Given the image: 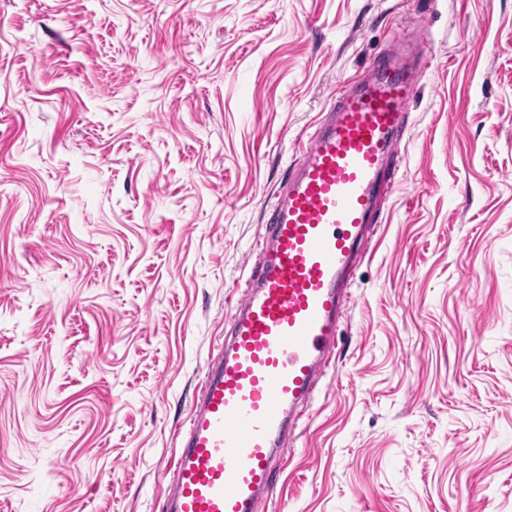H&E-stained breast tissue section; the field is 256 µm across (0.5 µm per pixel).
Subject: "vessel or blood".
I'll return each mask as SVG.
<instances>
[{
	"label": "vessel or blood",
	"mask_w": 512,
	"mask_h": 512,
	"mask_svg": "<svg viewBox=\"0 0 512 512\" xmlns=\"http://www.w3.org/2000/svg\"><path fill=\"white\" fill-rule=\"evenodd\" d=\"M418 87L408 59L382 54L368 80L334 92L298 148L179 433L166 512H265L273 500L276 461L331 366Z\"/></svg>",
	"instance_id": "obj_1"
}]
</instances>
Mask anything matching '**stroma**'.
<instances>
[{"label":"stroma","instance_id":"stroma-1","mask_svg":"<svg viewBox=\"0 0 512 512\" xmlns=\"http://www.w3.org/2000/svg\"><path fill=\"white\" fill-rule=\"evenodd\" d=\"M413 33L403 161L268 512H512V0H0V512H165L297 143Z\"/></svg>","mask_w":512,"mask_h":512}]
</instances>
